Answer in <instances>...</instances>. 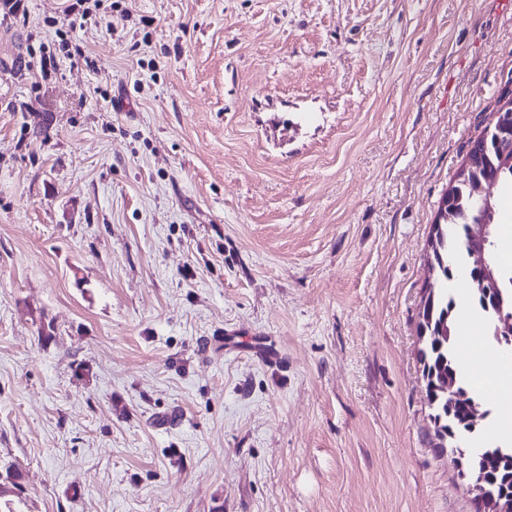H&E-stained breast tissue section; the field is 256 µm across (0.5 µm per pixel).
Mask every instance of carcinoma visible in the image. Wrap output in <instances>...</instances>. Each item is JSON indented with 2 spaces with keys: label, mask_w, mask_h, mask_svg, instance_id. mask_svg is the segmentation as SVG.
<instances>
[{
  "label": "carcinoma",
  "mask_w": 512,
  "mask_h": 512,
  "mask_svg": "<svg viewBox=\"0 0 512 512\" xmlns=\"http://www.w3.org/2000/svg\"><path fill=\"white\" fill-rule=\"evenodd\" d=\"M472 152L487 150L491 168L498 173L499 182L512 183V153L504 156L495 144V130L484 128L470 141ZM483 178L479 172L471 178L457 179L454 204L446 212H437L429 246L436 261V285L422 299L423 309L432 312V326L422 335L420 350L423 362L428 404L433 410L435 435L452 447L478 432L480 426L468 423V402L475 399L471 379L456 356L457 328L455 314L458 301L449 288L450 282L462 271L470 274L469 234L471 225L479 223L483 202L477 186ZM491 260L499 292L471 289L470 303L475 314L485 324L497 325L495 308L498 296H503L505 310L512 309V268L501 261L500 248L491 251ZM482 459L476 466L486 470V488L502 504H512V445L503 444L481 448Z\"/></svg>",
  "instance_id": "carcinoma-1"
}]
</instances>
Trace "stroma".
<instances>
[{
    "label": "stroma",
    "mask_w": 512,
    "mask_h": 512,
    "mask_svg": "<svg viewBox=\"0 0 512 512\" xmlns=\"http://www.w3.org/2000/svg\"><path fill=\"white\" fill-rule=\"evenodd\" d=\"M65 6L0 8V512H473L418 323L512 0Z\"/></svg>",
    "instance_id": "1"
}]
</instances>
